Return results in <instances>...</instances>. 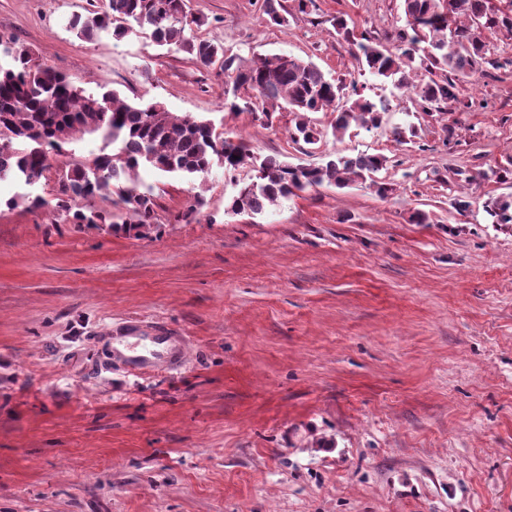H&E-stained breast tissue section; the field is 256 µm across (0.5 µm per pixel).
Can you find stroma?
Wrapping results in <instances>:
<instances>
[{"mask_svg": "<svg viewBox=\"0 0 512 512\" xmlns=\"http://www.w3.org/2000/svg\"><path fill=\"white\" fill-rule=\"evenodd\" d=\"M269 24L263 0H188L226 54H291L389 98L382 126L305 153L291 117L224 108L232 76L131 34L77 37L101 0H0V37L90 93L156 99L293 164L378 153L387 196L322 185L262 215L224 201L245 171L202 185L140 172L144 237L70 224L0 180V512H512V71L460 87L479 109L426 115L356 68L337 17L393 46L399 0H312ZM415 123L419 138L394 141ZM487 171L466 185L461 173ZM203 204L194 207V194ZM470 207L458 212L457 197ZM430 223L410 222L412 212ZM184 340L174 367L134 373L108 339L130 320ZM483 210L491 224L499 228L512 226V195H500L488 198Z\"/></svg>", "mask_w": 512, "mask_h": 512, "instance_id": "stroma-1", "label": "stroma"}]
</instances>
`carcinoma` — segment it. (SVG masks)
Segmentation results:
<instances>
[{
  "instance_id": "carcinoma-1",
  "label": "carcinoma",
  "mask_w": 512,
  "mask_h": 512,
  "mask_svg": "<svg viewBox=\"0 0 512 512\" xmlns=\"http://www.w3.org/2000/svg\"><path fill=\"white\" fill-rule=\"evenodd\" d=\"M405 27L399 48L348 27L336 18V33L351 46L359 70L391 83L400 94H411L424 112H442L450 102L462 111L473 102L458 96V83L483 62L500 70L512 58H489L488 35H512V0L493 7L490 0H401ZM201 17L188 18L185 0H106L105 8L75 15L69 27L89 38L112 31L123 38L135 31L158 46H174L208 66L222 59L224 71L236 72L235 90L243 95L225 103L232 112H248L269 125L276 109L293 115L294 142L316 145L321 132L310 114L336 107L333 136L351 126L370 131L390 111L386 98L373 100L353 90L343 105V84L330 79L314 62L274 54L245 65L224 56V49L198 35ZM85 135L103 141L100 153L87 162L56 174L53 210L71 224H106L114 232L141 236L157 223L154 196L141 190L144 167L165 173L205 178L214 164L234 173L247 170L228 197L225 213L255 216L298 191L325 183L339 188L367 184L385 196L391 188L376 180L386 165L381 154H328L316 164H292L276 156L255 154L241 140L224 136L209 120L179 116L160 101L127 103L113 91L86 92L51 68L33 62L30 51L14 40L0 38V177L14 175L38 181L51 168L48 151L65 154V145ZM113 144L112 151H106ZM117 196L129 219L96 209L97 197ZM483 210L499 227L512 226V195L488 198Z\"/></svg>"
}]
</instances>
